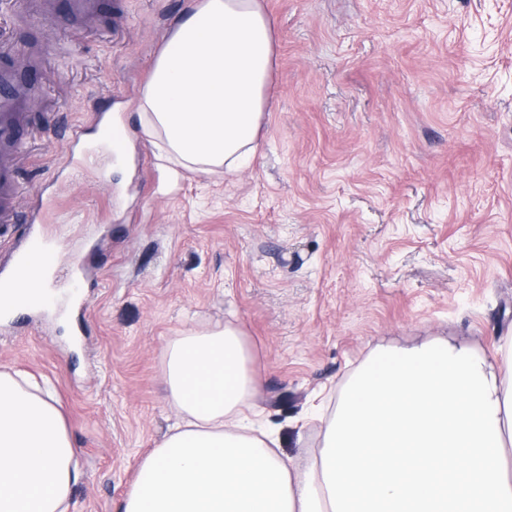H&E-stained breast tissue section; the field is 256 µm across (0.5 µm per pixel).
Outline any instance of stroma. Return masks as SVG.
Here are the masks:
<instances>
[{
    "mask_svg": "<svg viewBox=\"0 0 512 512\" xmlns=\"http://www.w3.org/2000/svg\"><path fill=\"white\" fill-rule=\"evenodd\" d=\"M193 0H15L28 69L21 193L54 192L53 299L0 316V369L51 383L78 449L68 512H117L175 422L165 344L227 323L254 351V403L285 452L315 446L313 397L379 344L441 338L493 356L512 329V0H264L271 106L250 165L160 159L135 108ZM121 120L112 149L88 113Z\"/></svg>",
    "mask_w": 512,
    "mask_h": 512,
    "instance_id": "1",
    "label": "stroma"
}]
</instances>
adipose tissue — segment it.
I'll return each instance as SVG.
<instances>
[{"instance_id":"obj_1","label":"adipose tissue","mask_w":512,"mask_h":512,"mask_svg":"<svg viewBox=\"0 0 512 512\" xmlns=\"http://www.w3.org/2000/svg\"><path fill=\"white\" fill-rule=\"evenodd\" d=\"M273 20L260 0H199L175 22L137 106L161 158L234 173L270 106ZM252 350L226 325L164 347L181 421L144 456L119 512H512V332L494 357L379 347L342 385L304 465L251 423ZM77 450L53 389L0 371V512H66Z\"/></svg>"}]
</instances>
